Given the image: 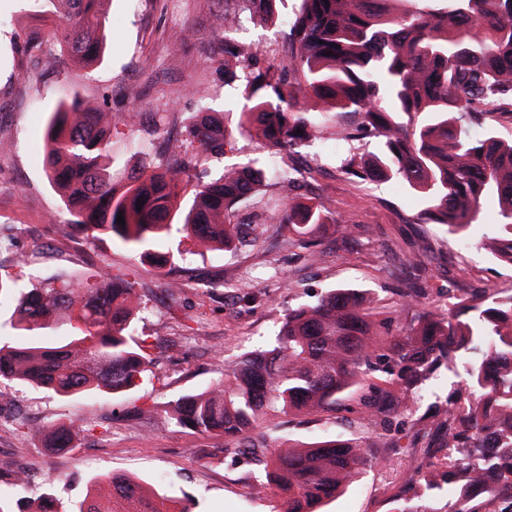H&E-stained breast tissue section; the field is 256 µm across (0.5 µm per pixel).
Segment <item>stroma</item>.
I'll list each match as a JSON object with an SVG mask.
<instances>
[{
	"label": "stroma",
	"instance_id": "35a3bbf8",
	"mask_svg": "<svg viewBox=\"0 0 512 512\" xmlns=\"http://www.w3.org/2000/svg\"><path fill=\"white\" fill-rule=\"evenodd\" d=\"M243 7L242 0H107L103 60L76 69L61 53L47 67L15 51L11 37L38 23L37 5L0 0V276L31 286L101 268L125 274L143 306L132 335L151 337L155 344L149 377L129 395L61 398L32 386L0 384V404L14 410L0 426V480L26 465L56 476L49 486L34 480L25 501L46 492L63 502L88 493L105 498L111 492L107 477L117 473L189 495L193 512H270L272 499L251 493L250 464L212 462L208 452L223 447V440L160 424L148 410L210 387L243 353L273 344L286 310L329 288L369 291L375 318L391 336L419 313L418 306L404 305V289L432 305L485 288L512 291L511 268L477 246L460 248L444 227L420 220L424 204L401 182L352 180L340 172L341 158L377 150L373 138L340 140V131L357 122L350 113L333 117L287 161L305 173L289 201L316 199L357 226L341 246L335 234L321 236L320 257H312L300 238L283 249L265 242L214 251L174 230L167 246L180 273L172 292L164 277L119 242L105 238L90 244L65 233L69 215L43 169V134L54 106L76 92L102 108L117 128L112 152L126 172L154 161L166 143L180 144L203 107L223 111L225 126L236 127L245 106L241 87L225 84L223 71L205 58L201 46L217 16ZM190 25L200 37L185 36ZM286 32L280 25L244 21L231 36L257 49L261 60L279 61ZM135 107L141 112L139 125H123V116ZM422 251L427 254L423 267L410 271L407 258ZM20 255L27 265L17 266ZM244 290L259 292V300H240ZM372 398L363 387L345 394L335 410L275 417L267 431L299 444L372 436L387 425L367 416L365 405ZM135 407L144 409L145 417L132 419ZM71 419L82 421L84 432L60 455L46 456L41 428ZM374 454L383 465L366 469L324 504V512H392L413 453L378 448Z\"/></svg>",
	"mask_w": 512,
	"mask_h": 512
}]
</instances>
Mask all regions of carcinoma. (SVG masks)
<instances>
[{
    "label": "carcinoma",
    "instance_id": "carcinoma-1",
    "mask_svg": "<svg viewBox=\"0 0 512 512\" xmlns=\"http://www.w3.org/2000/svg\"><path fill=\"white\" fill-rule=\"evenodd\" d=\"M259 2L249 19L279 20V0ZM59 22L17 34L29 54L53 41L76 68L104 53L106 0H49ZM225 79L240 82L248 105L234 129L216 114L192 122L179 149L134 174L112 165V125L75 93L51 110L44 132L45 173L71 219L67 227L88 243L109 236L169 275L157 247L171 217H182L189 239L212 248L249 247L270 236L316 238L333 226L355 228L321 204H284L234 224L235 207L266 185L265 162L253 159L205 181L209 162L254 133L274 154L291 155L310 141L328 114L351 112L357 126L344 138H375L367 160L344 158L352 179H399L426 203L423 217L466 240L482 211L495 209L496 230L479 241L494 260L512 267V140L486 127L489 115L512 108V0H300L288 25V60L259 66L258 52L226 42ZM142 207H137L139 201ZM123 216L125 224L117 223ZM15 308L0 340V382L35 385L61 397L122 395L151 372L147 339L131 336L137 316L133 284L99 270L81 280L28 288L0 280ZM370 293L333 288L288 310L276 344L243 354L208 389L182 396L163 420L205 437L224 438L221 454L262 460L253 488L277 497L272 512H319L369 466L371 448H396L402 437L385 429L372 438L328 439L286 448L256 432L279 414H313L366 383L377 397L370 415L402 417L414 437L437 438L414 457L396 512H512V293L485 288L424 307L396 336L372 320ZM56 324L63 336L34 340ZM464 378L445 406L416 415L411 394L441 366ZM73 422L42 429L51 451L70 447ZM35 477L24 468L0 483V512H16V494ZM122 512H193L188 496L159 492L122 474L109 478ZM448 485L441 508L429 494ZM37 512H112L87 494L63 503L41 497Z\"/></svg>",
    "mask_w": 512,
    "mask_h": 512
}]
</instances>
